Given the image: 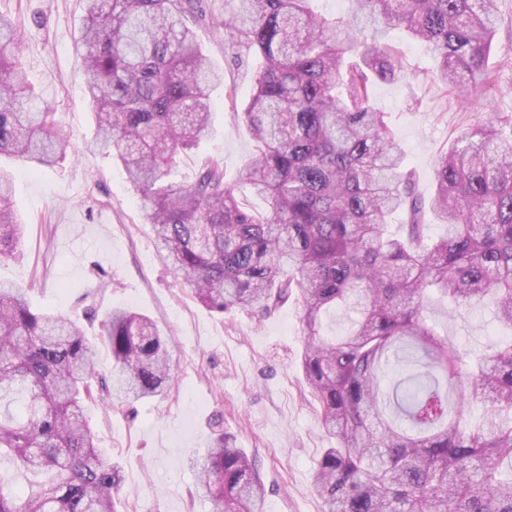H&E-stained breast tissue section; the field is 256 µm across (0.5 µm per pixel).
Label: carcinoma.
<instances>
[{"mask_svg":"<svg viewBox=\"0 0 512 512\" xmlns=\"http://www.w3.org/2000/svg\"><path fill=\"white\" fill-rule=\"evenodd\" d=\"M80 37L95 147L112 150L152 225L162 260L205 308L265 318L301 305L303 377L336 441L314 490L324 512H512V341L466 360L425 323L432 293L490 304L512 325V115L479 124L440 153L434 194L411 170L373 85L409 76L384 35L404 30L436 56L433 81L463 92L490 80L498 0H350L345 16L314 0H225L224 51L259 66L237 113L256 154L237 182L269 205L247 206L216 158L188 185L179 155L210 133L209 67L191 24L206 0H85ZM22 40L0 12V156L54 167L67 155L55 112L23 78ZM0 176V261L24 234ZM446 227L425 236V210ZM404 216L403 233L388 232ZM356 314L344 336L321 334L331 309ZM96 346L73 320L35 311L0 283V460L49 474L0 512H116L120 471L84 413L93 386L119 403L172 380L168 340L146 315L115 309ZM422 370L383 389L399 352ZM483 405L481 421L471 407ZM213 512H260L255 461L218 430L197 463Z\"/></svg>","mask_w":512,"mask_h":512,"instance_id":"1","label":"carcinoma"}]
</instances>
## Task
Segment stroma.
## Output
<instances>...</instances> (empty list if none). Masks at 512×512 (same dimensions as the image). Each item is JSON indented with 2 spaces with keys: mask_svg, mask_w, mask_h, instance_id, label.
<instances>
[{
  "mask_svg": "<svg viewBox=\"0 0 512 512\" xmlns=\"http://www.w3.org/2000/svg\"><path fill=\"white\" fill-rule=\"evenodd\" d=\"M25 33L23 76L56 112L72 157L55 168H32L4 158L17 214L26 224L15 255L0 262V282L28 290L40 312L79 320L89 340L112 310L135 309L168 331L174 381L166 394L130 404L89 401L86 417L96 443L118 467L123 483L117 512H211L195 493L194 461L223 427L237 447L256 458L266 487L262 512H321L313 489L322 449L333 444L300 369V307L290 301L275 315H219L197 302L160 260L151 227L123 166L88 150L96 135L78 38L84 0H0ZM209 20L197 40L224 84L211 94V128L193 151L180 155L174 179L192 183L201 162L222 159L235 183L255 143L233 111L250 99L253 72L224 53V0H208ZM414 78L379 82L375 106L415 172V191L431 197L441 150L474 125L512 115V0H499L490 55L492 81L460 97L428 76L435 66L424 45L398 29L387 37ZM235 88L228 101L227 88ZM426 322L458 350L475 353L512 336L485 305L457 308L431 297Z\"/></svg>",
  "mask_w": 512,
  "mask_h": 512,
  "instance_id": "35a3bbf8",
  "label": "stroma"
}]
</instances>
